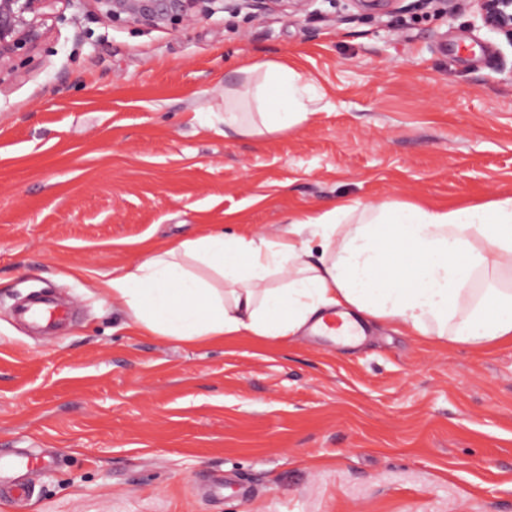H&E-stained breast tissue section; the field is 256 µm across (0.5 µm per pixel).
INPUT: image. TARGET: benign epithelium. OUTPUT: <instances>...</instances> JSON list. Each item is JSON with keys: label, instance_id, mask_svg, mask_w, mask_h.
I'll return each instance as SVG.
<instances>
[{"label": "benign epithelium", "instance_id": "obj_1", "mask_svg": "<svg viewBox=\"0 0 512 512\" xmlns=\"http://www.w3.org/2000/svg\"><path fill=\"white\" fill-rule=\"evenodd\" d=\"M51 0H0V71H18L17 61L29 58L45 43V9ZM97 18L110 24L131 23L145 29L189 26L226 8V0H91ZM233 7L258 17L289 7L305 14L314 0H232ZM483 26L512 40V0H471Z\"/></svg>", "mask_w": 512, "mask_h": 512}]
</instances>
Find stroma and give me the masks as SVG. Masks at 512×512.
I'll use <instances>...</instances> for the list:
<instances>
[{
  "label": "stroma",
  "instance_id": "obj_1",
  "mask_svg": "<svg viewBox=\"0 0 512 512\" xmlns=\"http://www.w3.org/2000/svg\"><path fill=\"white\" fill-rule=\"evenodd\" d=\"M406 2L172 31L56 0L45 50L0 79V453L40 462L23 512H512V344L373 321L355 345L183 344L96 288L213 225L272 236L344 199L512 196V43L473 10ZM245 60L300 72L311 120L225 134ZM38 288L75 309L64 331L14 319Z\"/></svg>",
  "mask_w": 512,
  "mask_h": 512
}]
</instances>
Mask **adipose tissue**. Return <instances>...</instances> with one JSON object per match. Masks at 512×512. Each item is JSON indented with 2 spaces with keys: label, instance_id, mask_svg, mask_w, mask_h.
<instances>
[{
  "label": "adipose tissue",
  "instance_id": "ef3b65f1",
  "mask_svg": "<svg viewBox=\"0 0 512 512\" xmlns=\"http://www.w3.org/2000/svg\"><path fill=\"white\" fill-rule=\"evenodd\" d=\"M224 127L257 139L307 123L300 74L273 61L239 65ZM512 274V197L434 209L345 200L306 209L275 238L217 228L150 252L97 288L141 332L180 343L287 339L342 321L344 343L367 317L394 331L475 349L512 342V289L475 292L480 275Z\"/></svg>",
  "mask_w": 512,
  "mask_h": 512
}]
</instances>
